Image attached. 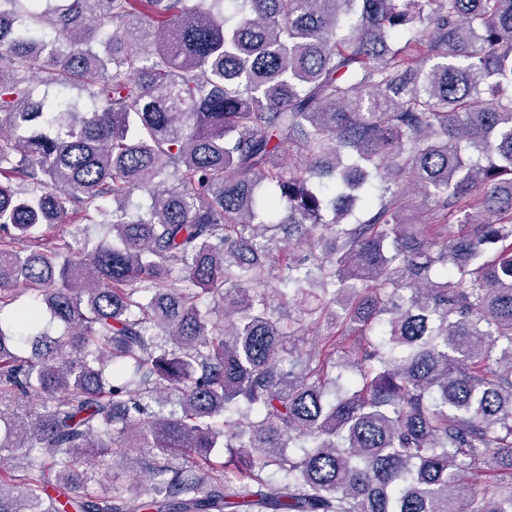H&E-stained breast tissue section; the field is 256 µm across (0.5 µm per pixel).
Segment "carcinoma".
Listing matches in <instances>:
<instances>
[{
	"mask_svg": "<svg viewBox=\"0 0 512 512\" xmlns=\"http://www.w3.org/2000/svg\"><path fill=\"white\" fill-rule=\"evenodd\" d=\"M486 466L512 0H0V512H512ZM113 449L114 450H112V451H114V453L112 456V463H113L114 471L122 477V480L125 483H127V484L133 483L135 481H139V480L145 478L146 473L140 467L138 468V466H137L134 470H136L137 468H138V470L136 472H132L126 466L127 456L135 455V454H126L124 451L126 448H113Z\"/></svg>",
	"mask_w": 512,
	"mask_h": 512,
	"instance_id": "carcinoma-1",
	"label": "carcinoma"
}]
</instances>
